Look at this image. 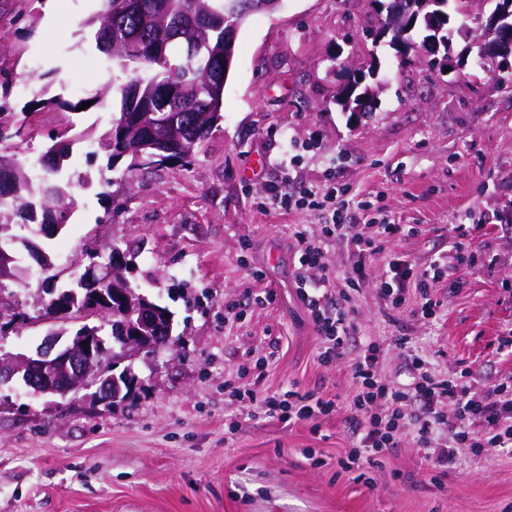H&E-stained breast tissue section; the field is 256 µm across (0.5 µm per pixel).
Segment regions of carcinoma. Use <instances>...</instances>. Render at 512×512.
<instances>
[{"label":"carcinoma","instance_id":"obj_1","mask_svg":"<svg viewBox=\"0 0 512 512\" xmlns=\"http://www.w3.org/2000/svg\"><path fill=\"white\" fill-rule=\"evenodd\" d=\"M100 11L88 17L83 26L94 30L96 47L105 62L122 70L137 73L150 70L141 79L138 98H129L120 89L119 117L98 138L84 132L80 138L90 141L108 154L109 169L120 159L128 160L131 173L151 165L138 163L136 155L155 154L161 157L157 169L193 156L209 138L221 120L224 99L213 95L211 71L224 64L225 56L235 54L236 32L224 24V4L231 0H129L133 8L121 14L114 11L115 0H101ZM405 21L388 28L384 15L377 18L378 35L390 36L389 43L408 63V52L415 50L413 34H423L421 46L435 37L443 51L450 50L451 19L464 11V0H405ZM510 45H496V38L477 46L480 66L505 73L500 90L512 93V70L503 71L502 50ZM21 51L0 50V145L17 139L21 142L31 134L29 116L37 112L57 110L75 112L84 100L72 102L55 95L39 94L21 111L8 101L13 69ZM367 99H374V86L354 76L335 102L342 111L355 114ZM70 143L53 141L41 154L39 162L44 175L33 181L29 163L19 153L0 152V250L14 243L15 228L29 224H60L67 226L74 199L72 182L64 176ZM38 267L45 279L58 278L56 263L47 253H38ZM82 279L70 288L47 289L48 299L42 304L41 317L47 320L71 319L76 313L89 312L100 320L98 325L83 324L71 335L68 344L81 336L99 334L105 325H114L126 318L136 320L132 313L147 301L159 311L155 328H143L142 336H170L174 313L152 300L149 295L128 281L109 284L96 292L81 286Z\"/></svg>","mask_w":512,"mask_h":512}]
</instances>
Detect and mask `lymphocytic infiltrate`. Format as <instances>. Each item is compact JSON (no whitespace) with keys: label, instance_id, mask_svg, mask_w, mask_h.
Returning a JSON list of instances; mask_svg holds the SVG:
<instances>
[{"label":"lymphocytic infiltrate","instance_id":"obj_1","mask_svg":"<svg viewBox=\"0 0 512 512\" xmlns=\"http://www.w3.org/2000/svg\"><path fill=\"white\" fill-rule=\"evenodd\" d=\"M268 200L283 210L315 204L326 213L319 233L298 226L293 238L300 253L298 293L315 326L317 357L326 365L345 360L350 363L353 395L346 423L351 446L337 462L341 471L359 472L377 464L389 449L399 447L406 438L423 451L428 471L435 475L455 467L463 448L477 456L490 448L511 453V380L477 391L467 373L438 378L430 362L403 336L397 338L396 345L402 355L404 378L391 380L381 371L378 344L362 341L358 335L350 292L365 286L367 259L381 253L384 242L415 234V227L387 221L376 229H363L350 216L356 201L332 183L288 195L274 188ZM333 240L343 242L355 257L345 290H334L336 275L323 268L325 247ZM447 275L448 264L444 260L419 268L393 256L377 287L395 309L405 305L409 293H416L415 313L429 321L435 319L441 306L437 293ZM229 394L243 405L248 416H264L284 424L314 423L339 409L337 399L310 391L291 389L282 394H263L237 386L230 388Z\"/></svg>","mask_w":512,"mask_h":512}]
</instances>
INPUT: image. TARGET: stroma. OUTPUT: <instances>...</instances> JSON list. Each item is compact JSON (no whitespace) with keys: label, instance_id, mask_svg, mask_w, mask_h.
<instances>
[{"label":"stroma","instance_id":"35a3bbf8","mask_svg":"<svg viewBox=\"0 0 512 512\" xmlns=\"http://www.w3.org/2000/svg\"><path fill=\"white\" fill-rule=\"evenodd\" d=\"M100 0H0V47L22 52L13 100L34 94L76 101L99 90L110 99L128 76L107 66L82 23ZM376 0H282L237 31L224 85L223 118L192 164L173 163L122 179L119 206L106 203L82 175L106 154L90 155L81 132L102 134L118 111L33 115L40 129L25 144L42 153L50 135L73 139L68 172L75 210L66 233L38 237L51 255L111 247L137 249L128 279L155 295L181 292L174 348L119 359L139 383L107 406L88 391L37 398L17 383L0 386V512H512V454L462 449L457 466L431 480L412 441L390 449L364 479L338 472L351 445L344 404L353 386L346 365H323L311 315L297 292L295 225L318 232L320 211L263 209L271 186L317 188L335 179L365 207L360 224L416 226L368 260L380 274L391 256L425 267L449 259L437 316L391 308L378 289L353 293L358 333L383 347L382 372L396 378L397 336L436 370H469L483 383L512 377V354L499 341L512 327V95L475 64L480 32L468 23L452 37L455 67L399 66L388 41H373ZM351 68L376 69L368 117L349 121L333 97ZM55 70L50 85L28 72ZM465 222L466 237L454 224ZM474 250L458 265L453 244ZM43 280L0 291L5 307L25 312L6 328L0 349L34 353L49 330L38 317ZM273 291L271 301L257 295ZM238 316L225 317L227 306ZM265 392L295 387L339 397L343 407L318 428L248 417L225 385ZM240 428L228 434L227 424Z\"/></svg>","mask_w":512,"mask_h":512}]
</instances>
